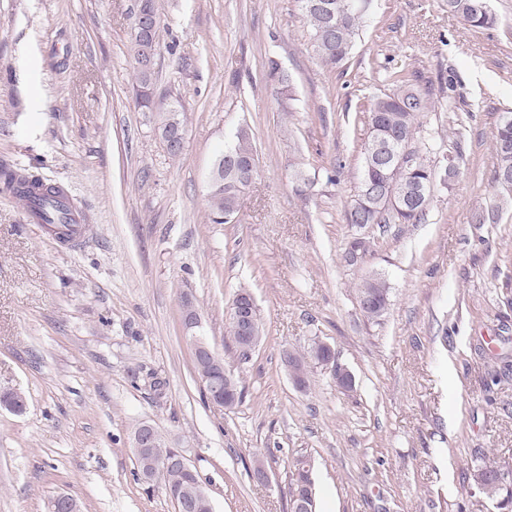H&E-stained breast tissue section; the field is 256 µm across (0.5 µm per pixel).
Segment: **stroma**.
Instances as JSON below:
<instances>
[{"mask_svg": "<svg viewBox=\"0 0 512 512\" xmlns=\"http://www.w3.org/2000/svg\"><path fill=\"white\" fill-rule=\"evenodd\" d=\"M133 0H0V167L60 186L87 230L60 244L0 185V512H175L136 477L148 422L198 470L213 512H290L305 457L315 512H500L467 475L512 468V199L491 144L512 111V0L470 29L448 0H373L339 67L323 66L300 0H158L152 112L134 99ZM277 63L291 92L277 94ZM452 76V105L421 120L427 162L453 158L419 224L354 226L369 136L362 110L397 70ZM180 106L185 144L165 151L160 113ZM250 129L259 171L228 224L208 220L219 151ZM336 182H329V175ZM499 203L494 224L474 220ZM370 240L348 263L353 237ZM381 274L390 305L364 316L356 288ZM264 329L240 360L225 335L234 293ZM201 334L244 389L212 405L183 331ZM332 345L354 377L314 367L296 388L283 351ZM263 461L268 484L255 482ZM307 462L303 457H297L292 461L290 466V480L288 484V496L291 505V512L293 510L294 495L300 490L301 485L311 486L308 470L306 469Z\"/></svg>", "mask_w": 512, "mask_h": 512, "instance_id": "stroma-1", "label": "stroma"}]
</instances>
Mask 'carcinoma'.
I'll use <instances>...</instances> for the list:
<instances>
[{"label": "carcinoma", "instance_id": "obj_1", "mask_svg": "<svg viewBox=\"0 0 512 512\" xmlns=\"http://www.w3.org/2000/svg\"><path fill=\"white\" fill-rule=\"evenodd\" d=\"M479 2L448 0V11L461 16L472 29H490L497 23L496 16L488 8L479 9ZM369 6L370 0H302L304 17L313 31L314 51L324 66L335 68L347 59ZM131 52L136 64L137 104L149 112V96L145 90L153 83L155 65L146 61L143 43L137 37L131 40ZM269 76L277 92L290 90V77L274 62ZM393 77L398 89L375 97L364 111L369 136L362 149L359 194L347 211L350 224H418L428 209L430 198L424 195V190L436 180L437 171L426 163L417 146L420 118L435 108L437 95L453 90L454 83L450 79L436 90L416 85L399 71L394 72ZM388 144L407 152L405 164L387 166L383 163L384 150L377 146ZM227 152L241 160L258 156L254 140L246 129L235 134L233 141L219 153V158H224ZM492 154L493 181L502 190L512 193V113L497 128ZM0 181L23 205L32 206L60 241L69 242L80 235L81 225L74 223L72 208L65 202L61 188L38 176L6 167L0 169ZM248 188L246 180L224 171L223 180L209 189L210 223H230L238 214ZM356 297L363 314L370 320H377L388 309L390 288L379 276L367 277L356 289ZM219 385L224 390L226 408L232 409L241 402L242 390L238 382L229 386L221 375ZM503 470L497 461L488 459L473 469L472 480L485 497L506 508L512 503V488L503 485ZM188 480L186 474L174 470L161 476L159 486L164 492L177 491ZM309 484L307 462L297 457L290 467L289 501H294L301 486Z\"/></svg>", "mask_w": 512, "mask_h": 512}]
</instances>
